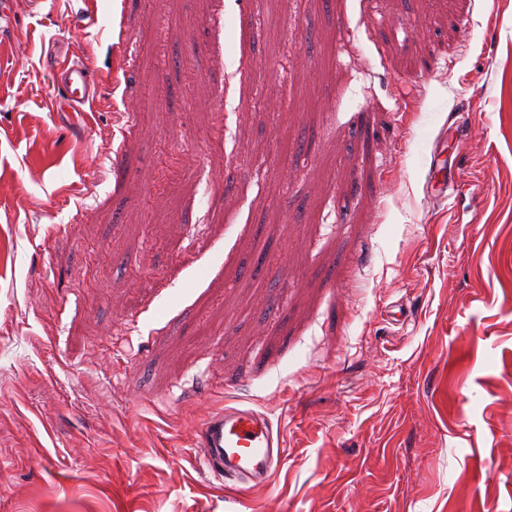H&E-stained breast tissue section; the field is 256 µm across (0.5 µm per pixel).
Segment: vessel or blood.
I'll use <instances>...</instances> for the list:
<instances>
[{"instance_id":"1","label":"vessel or blood","mask_w":512,"mask_h":512,"mask_svg":"<svg viewBox=\"0 0 512 512\" xmlns=\"http://www.w3.org/2000/svg\"><path fill=\"white\" fill-rule=\"evenodd\" d=\"M59 106L82 111L94 97V79L84 61L64 57L54 63ZM199 462L232 489L267 484L278 469L283 444L269 417L245 406H225L209 414L197 431Z\"/></svg>"}]
</instances>
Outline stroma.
Returning a JSON list of instances; mask_svg holds the SVG:
<instances>
[{"instance_id": "obj_1", "label": "stroma", "mask_w": 512, "mask_h": 512, "mask_svg": "<svg viewBox=\"0 0 512 512\" xmlns=\"http://www.w3.org/2000/svg\"><path fill=\"white\" fill-rule=\"evenodd\" d=\"M267 10L0 33V512H512V0ZM227 403L271 487L194 467ZM54 78L60 91L57 111L64 112V106L73 112H84L83 107L94 98L91 67L83 60L65 56L55 61Z\"/></svg>"}]
</instances>
